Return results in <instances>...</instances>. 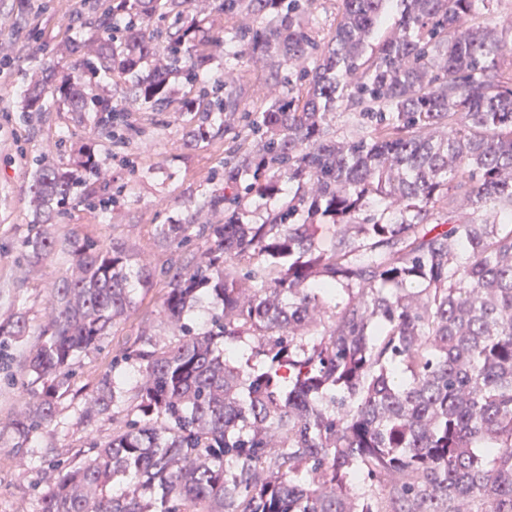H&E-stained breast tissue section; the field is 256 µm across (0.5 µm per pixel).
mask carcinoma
<instances>
[{"label": "carcinoma", "mask_w": 512, "mask_h": 512, "mask_svg": "<svg viewBox=\"0 0 512 512\" xmlns=\"http://www.w3.org/2000/svg\"><path fill=\"white\" fill-rule=\"evenodd\" d=\"M316 2L104 0L96 36L54 45L128 83L121 100L89 98L64 76L73 112L153 109L178 78L213 96L209 111L237 112L243 83L206 90L218 50L229 73L254 59L295 67L301 89L273 94L224 159L228 192L209 202L224 223L161 229L204 239L173 273L52 230L98 168L89 149L67 169L38 165L25 247L39 261L63 250L70 267L46 326L0 322V345H29L27 400L5 425L20 447L54 421L75 361L160 275L157 315L173 331L145 327L112 357L81 412L87 426L118 421L112 438L56 466L40 512H512V26L487 21L494 0H400L373 49L388 0H339L320 44ZM173 11L182 25L159 28ZM243 15L254 25L224 28ZM53 77L49 65L30 79L22 111L46 109ZM246 179L253 196L288 201L244 223Z\"/></svg>", "instance_id": "cac0c4a2"}]
</instances>
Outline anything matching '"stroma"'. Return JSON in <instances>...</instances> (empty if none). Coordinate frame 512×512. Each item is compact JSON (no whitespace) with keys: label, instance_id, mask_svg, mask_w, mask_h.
<instances>
[{"label":"stroma","instance_id":"1","mask_svg":"<svg viewBox=\"0 0 512 512\" xmlns=\"http://www.w3.org/2000/svg\"><path fill=\"white\" fill-rule=\"evenodd\" d=\"M93 4L94 0H0V16L11 20L9 26H0V321L20 313L35 331L46 323L54 280L70 266L65 253L37 264L23 248L33 222L28 201L36 159L65 169L75 146L91 147L101 169L84 172V188L115 199L105 214L84 204L62 209L54 224L58 234L74 233L143 253L157 269L175 260L184 264L201 250V240L172 245L160 237L161 226L223 223V211L208 210L205 204L224 190L225 153L239 144L248 113L273 86L284 89L299 82L297 70L276 76L263 62L250 63L243 78L248 89L245 111L214 121L212 113L193 103L192 92L184 89L164 111L130 113L121 143L106 135L97 113L70 111L57 99L45 111L24 112L29 78L48 63L54 42L76 33L93 34ZM188 100L193 103L189 109L184 106ZM165 289V280L159 279L141 291L136 307L107 331L99 350L74 364L72 390L59 400L56 418L43 430L37 447H17L12 434L0 430V512H40L39 490L52 476L47 460H84L87 428L79 419L84 396L110 369L113 353L142 328L168 335L156 317ZM22 360L17 347L0 358V423L22 406Z\"/></svg>","mask_w":512,"mask_h":512}]
</instances>
